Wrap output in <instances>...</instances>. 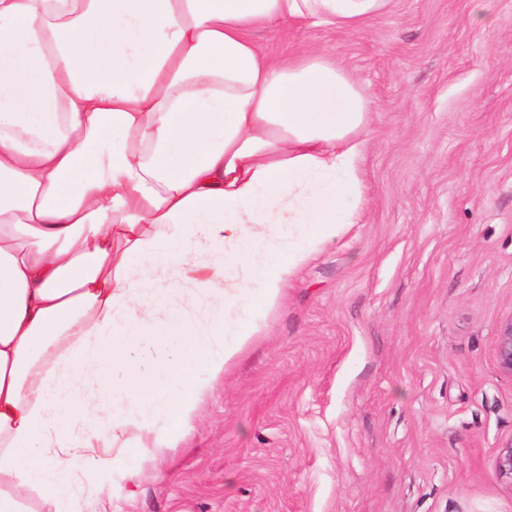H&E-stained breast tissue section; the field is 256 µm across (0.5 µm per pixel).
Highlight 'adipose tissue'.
<instances>
[{
	"label": "adipose tissue",
	"mask_w": 512,
	"mask_h": 512,
	"mask_svg": "<svg viewBox=\"0 0 512 512\" xmlns=\"http://www.w3.org/2000/svg\"><path fill=\"white\" fill-rule=\"evenodd\" d=\"M390 2L0 0V512L138 483L359 223L370 100L323 51L253 35ZM201 245L203 317L173 301Z\"/></svg>",
	"instance_id": "ef3b65f1"
}]
</instances>
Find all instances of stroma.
Returning <instances> with one entry per match:
<instances>
[{
	"label": "stroma",
	"mask_w": 512,
	"mask_h": 512,
	"mask_svg": "<svg viewBox=\"0 0 512 512\" xmlns=\"http://www.w3.org/2000/svg\"><path fill=\"white\" fill-rule=\"evenodd\" d=\"M255 40L323 49L371 99L362 218L112 512H512V0H391ZM496 355L500 369L512 375V319L500 330Z\"/></svg>",
	"instance_id": "35a3bbf8"
}]
</instances>
